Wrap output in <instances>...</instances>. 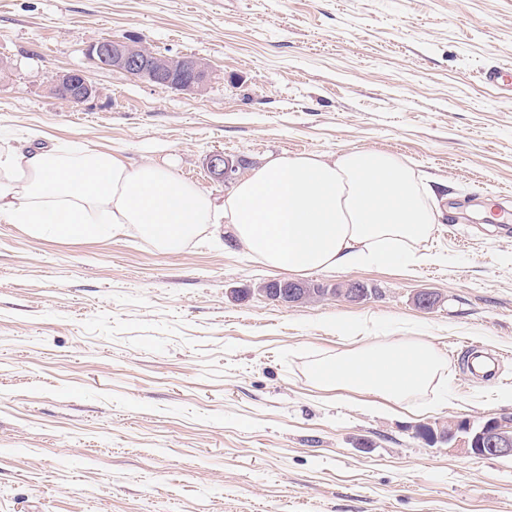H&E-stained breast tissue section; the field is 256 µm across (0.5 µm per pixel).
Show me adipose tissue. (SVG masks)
Instances as JSON below:
<instances>
[{"label": "adipose tissue", "instance_id": "obj_1", "mask_svg": "<svg viewBox=\"0 0 512 512\" xmlns=\"http://www.w3.org/2000/svg\"><path fill=\"white\" fill-rule=\"evenodd\" d=\"M439 215L436 190L380 150L268 156L219 206L168 164L131 168L109 150L0 142V223L35 238L132 233L176 253L206 225L222 222L262 265L301 277L372 263L441 262L420 248ZM445 370L429 344L403 339L364 343L316 363L312 375L325 388L400 405L431 390Z\"/></svg>", "mask_w": 512, "mask_h": 512}]
</instances>
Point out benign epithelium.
Wrapping results in <instances>:
<instances>
[{
  "label": "benign epithelium",
  "instance_id": "obj_1",
  "mask_svg": "<svg viewBox=\"0 0 512 512\" xmlns=\"http://www.w3.org/2000/svg\"><path fill=\"white\" fill-rule=\"evenodd\" d=\"M88 56L102 67L121 70L144 79L159 89L201 92L211 80V68L202 58L168 55L157 52L135 37L108 38L88 50ZM54 92L74 104H80L92 95V86L83 72L72 70L59 75ZM243 160L232 159L222 152L209 154L206 162L213 180L229 183L236 179ZM432 442L451 443L463 437L464 446L475 456L512 457V419L492 416L473 426L466 421L425 427Z\"/></svg>",
  "mask_w": 512,
  "mask_h": 512
}]
</instances>
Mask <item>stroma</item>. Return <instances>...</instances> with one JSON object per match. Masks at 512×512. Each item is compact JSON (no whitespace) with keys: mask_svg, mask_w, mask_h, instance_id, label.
I'll use <instances>...</instances> for the list:
<instances>
[{"mask_svg":"<svg viewBox=\"0 0 512 512\" xmlns=\"http://www.w3.org/2000/svg\"><path fill=\"white\" fill-rule=\"evenodd\" d=\"M128 34L205 59L207 89L89 58ZM0 59L4 139L169 162L219 203L212 152L375 149L447 195L424 243L443 263L305 277L364 282L361 302L268 299L279 272L218 228L165 254L0 224V512H512V458L417 433L512 416V217L485 211L512 210V95L482 77L512 64V0H0ZM71 70L84 103L53 92ZM340 322L428 343L444 388L387 408L321 387L313 365L357 345ZM471 346L504 354L499 386L469 374Z\"/></svg>","mask_w":512,"mask_h":512,"instance_id":"obj_1","label":"stroma"}]
</instances>
